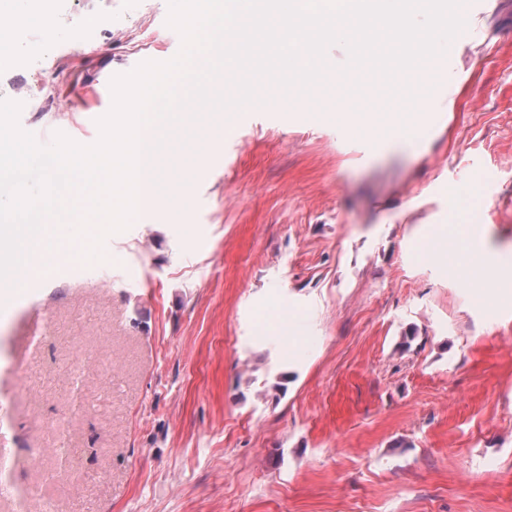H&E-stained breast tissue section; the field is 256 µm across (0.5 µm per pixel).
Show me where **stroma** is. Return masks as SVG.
Segmentation results:
<instances>
[{
  "instance_id": "1",
  "label": "stroma",
  "mask_w": 512,
  "mask_h": 512,
  "mask_svg": "<svg viewBox=\"0 0 512 512\" xmlns=\"http://www.w3.org/2000/svg\"><path fill=\"white\" fill-rule=\"evenodd\" d=\"M465 12L419 88L424 134L405 139L406 104L374 82L264 88L276 111L244 107L228 137L222 112L181 118L158 207L104 260L0 299V455L27 493L56 467L39 425L70 409L82 465L59 512H512V276L477 287L453 235L448 262L417 255L473 197L488 250L512 257V0ZM168 13L63 0L50 49L11 32L0 90L32 87L21 128L95 143L99 77L172 59ZM340 111L374 113L387 140L346 132ZM76 341L117 361L110 379L93 364L78 389L59 379ZM25 377L42 387L15 400Z\"/></svg>"
}]
</instances>
